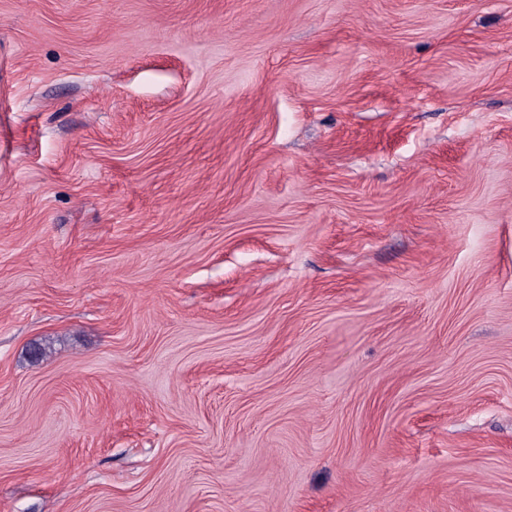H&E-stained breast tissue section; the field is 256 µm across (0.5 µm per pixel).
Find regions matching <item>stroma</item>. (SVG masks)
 <instances>
[{
    "label": "stroma",
    "mask_w": 512,
    "mask_h": 512,
    "mask_svg": "<svg viewBox=\"0 0 512 512\" xmlns=\"http://www.w3.org/2000/svg\"><path fill=\"white\" fill-rule=\"evenodd\" d=\"M0 512H512V0H0Z\"/></svg>",
    "instance_id": "obj_1"
}]
</instances>
